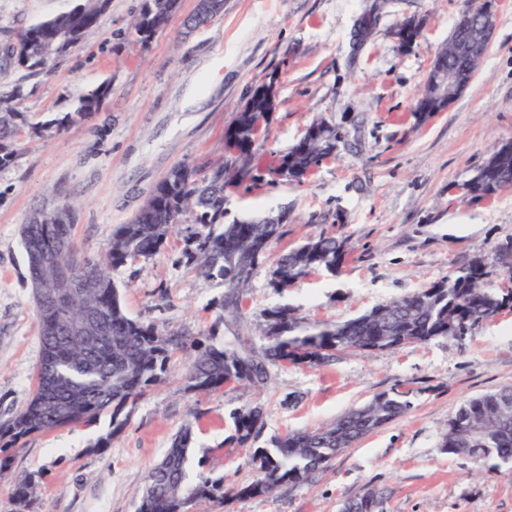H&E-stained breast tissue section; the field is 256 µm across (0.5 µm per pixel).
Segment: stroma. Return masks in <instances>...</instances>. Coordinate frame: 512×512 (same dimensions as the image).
<instances>
[{"label": "stroma", "mask_w": 512, "mask_h": 512, "mask_svg": "<svg viewBox=\"0 0 512 512\" xmlns=\"http://www.w3.org/2000/svg\"><path fill=\"white\" fill-rule=\"evenodd\" d=\"M76 3L0 0V47ZM141 5L109 0L100 26L46 70L0 67V92L22 85L16 105L28 119L20 155L0 168L1 421L27 404L41 350L20 241L30 210L51 198L73 203L78 246L99 253L172 168L224 159L228 125L250 90L270 81L278 105L254 160L264 177L227 190L224 220L282 209L288 220L277 249L322 232L348 239L349 255L337 272L312 271L281 292L269 284L270 265L259 267L240 315L226 317L223 283L179 264L178 234L163 252L112 270L130 317L207 345L245 335L259 348L268 309L285 304L310 323L342 322L456 273L477 252L488 259V287L512 289L497 260L498 247L512 240V187L485 198L465 191L489 153L512 141V0H497L493 37L467 88L423 119L414 112L419 90L466 0H224L223 12L189 36L184 21L196 0H179L147 43L133 31ZM370 13L372 32L355 44V25ZM410 17L425 28L406 47L395 31ZM101 85L109 93L91 119L43 131ZM320 119L342 134L336 153L302 180H274L281 156ZM186 372L184 356H175L166 381L127 406L120 430L106 414L30 438L0 478V512L15 483L36 470L44 473L38 512H136L147 470L187 425L190 473L224 478L225 497L206 503L207 512H340L369 489L381 493L383 512H512V472L441 446L465 400L512 385V308L463 336L371 355L341 352L318 367L272 365L258 389L198 394L187 390ZM396 391L406 393L407 413L347 448L312 482L236 496L254 476L248 449L230 440L238 409L262 405L255 445L267 448ZM105 433L109 448L91 452Z\"/></svg>", "instance_id": "stroma-1"}]
</instances>
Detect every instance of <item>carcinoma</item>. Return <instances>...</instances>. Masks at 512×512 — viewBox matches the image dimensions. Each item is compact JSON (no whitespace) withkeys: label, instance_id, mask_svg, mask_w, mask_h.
<instances>
[{"label":"carcinoma","instance_id":"1","mask_svg":"<svg viewBox=\"0 0 512 512\" xmlns=\"http://www.w3.org/2000/svg\"><path fill=\"white\" fill-rule=\"evenodd\" d=\"M106 0H82L69 11L36 22L24 29L17 40L31 45V52L15 55V44L0 51V58L32 71L44 70L64 55L82 36L101 20ZM177 0H143L136 19L135 33L140 41L150 39L152 29L167 24L177 9ZM481 5L474 6L468 29L455 26L448 42L436 54L434 64L451 67L466 79L474 76L486 50L478 37L483 16ZM106 88L101 86L79 97L75 115L88 118L98 112ZM21 89L0 95V167L17 157L16 135L27 118L18 111L14 99ZM443 105L427 87L418 93L415 111L441 110ZM264 117L262 102L248 95L246 107L225 132L224 149L228 158L201 165H178L157 185L151 197L128 224L112 230L111 239L101 254H83L73 234V205L58 215L33 208L27 222L20 226L23 250L27 239L37 237L47 247L65 236L71 243L62 264L67 273L84 278L93 287L60 299L46 294L34 301L38 318L41 351L35 369V384L26 406L10 419L0 422V478L7 476L13 464V452L38 434L96 421L112 412V432L101 437L95 448L109 447L112 433L121 429L120 413L149 388L165 379L168 365L178 352L193 350L188 369L190 387L210 393L230 381L250 386L267 382L271 364L306 363L318 366L338 352L372 353L421 344L438 337L463 336L480 320L512 307V297L497 295L486 288V259L474 255L455 274L444 277L411 295L379 305L355 318L336 324H310L296 312L279 306L268 310L273 316L270 332L264 334L266 345L255 349L245 339L232 347H201L187 343L177 334L163 333L154 325L130 318L121 302L119 289L112 282L110 270L148 259L167 246L179 230L183 217L192 215L193 225L186 228V264L206 276L219 279L227 292L223 313H238L240 291L248 287L261 264L275 265L276 277L271 287L284 290L316 268L334 272L348 255L346 241L318 234L304 243L279 254L271 246L280 236L281 225L263 220L224 223V190L256 180L253 161L258 152V121ZM339 132L331 124L318 137H302L287 152L293 171L291 180L303 179L330 156L336 148ZM512 186V144L492 151L484 164L466 184L467 194L480 198ZM28 281L47 277L61 288L67 282L57 269L27 264ZM84 315L98 318L104 326L100 336L84 345L71 344L66 335L70 321ZM512 398V386H504L467 400L454 414L465 422L484 424L477 444L467 432L453 438L443 434L441 447L452 455L493 458L512 465V422L502 433L494 423L500 397ZM373 408L362 415L352 409L332 423L312 429L297 430L272 442L270 448H253L251 463H260L278 485H300L325 471L338 455V440L358 439L395 420L409 408L403 395L382 394L372 400ZM231 441L252 448L256 434L263 427V409L246 406L233 414ZM192 451L191 430L184 428L171 440L162 459L153 466L145 480L137 512H187L186 491L193 492V512H205L202 503L224 495V478L203 472L192 480L188 465ZM43 474L32 472L15 486L9 512H34Z\"/></svg>","mask_w":512,"mask_h":512}]
</instances>
